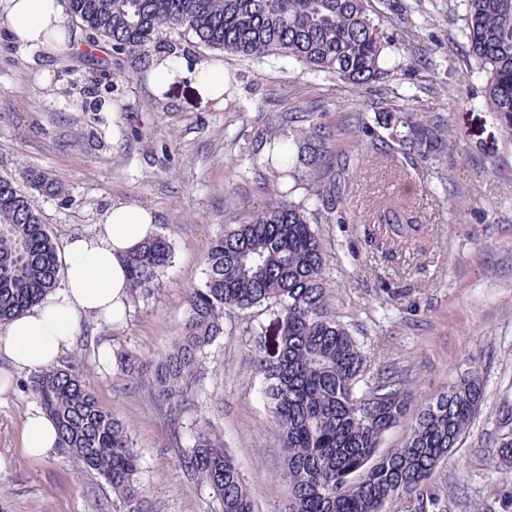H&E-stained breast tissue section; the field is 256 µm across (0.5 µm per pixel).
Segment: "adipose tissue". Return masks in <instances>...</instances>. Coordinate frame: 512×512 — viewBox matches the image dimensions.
I'll return each instance as SVG.
<instances>
[{
    "mask_svg": "<svg viewBox=\"0 0 512 512\" xmlns=\"http://www.w3.org/2000/svg\"><path fill=\"white\" fill-rule=\"evenodd\" d=\"M71 26L62 0H0V27L20 51L53 55L67 50L65 35ZM186 76L204 97L223 102L225 76L219 61L169 55L156 59L150 74L158 93ZM156 221L150 209L115 201L102 212L94 234H76L66 241L60 285L41 303L0 325V357L6 361L0 372V396L11 393L13 372L56 366L72 348L82 321L125 323L130 313L125 259L155 234ZM58 443L51 418L40 407H30L23 422L25 454L44 458L55 454Z\"/></svg>",
    "mask_w": 512,
    "mask_h": 512,
    "instance_id": "1",
    "label": "adipose tissue"
}]
</instances>
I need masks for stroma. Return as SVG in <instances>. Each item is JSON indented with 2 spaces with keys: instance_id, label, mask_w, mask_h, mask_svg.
I'll return each instance as SVG.
<instances>
[{
  "instance_id": "obj_1",
  "label": "stroma",
  "mask_w": 512,
  "mask_h": 512,
  "mask_svg": "<svg viewBox=\"0 0 512 512\" xmlns=\"http://www.w3.org/2000/svg\"><path fill=\"white\" fill-rule=\"evenodd\" d=\"M409 6L411 22L399 23ZM366 7L395 43L390 65L419 54L430 62L392 90L418 96L457 140L427 176L400 157H360L350 168L344 204L354 221L321 227L332 245V309L365 355L359 391L393 371L420 398L469 370L481 372V410L432 482L447 497L448 512H512V469L494 464L500 438H512V138L484 102L487 77L469 57L463 0H367ZM75 41V51L23 53L0 30V176L17 178L34 167L66 184L68 200L39 201L62 242L94 233L115 200L157 215L159 233L176 252L159 293L133 303L122 326L80 324V351L100 406L129 427L143 492L157 512H206L208 492L179 467L161 411L145 387L125 385L103 355L158 353L178 336L186 292L204 278L209 243L274 187L250 165L255 128L315 104L336 124L370 111L377 95L289 58L244 61L185 43L188 56L220 60L235 89L217 104L182 80L160 97L131 60L123 66L133 79L114 80L110 51L90 48L81 31ZM43 69L52 73L46 85L36 80ZM394 201L413 205L420 232L414 245L386 250L369 217ZM388 288L409 290L410 305L383 304ZM205 368L199 409L211 412L255 512H281L282 450L255 370L254 341L239 319L225 320ZM33 404L21 390L0 397V454L11 460L0 472V512H113L112 490L95 472L58 453L40 462L23 454L22 418Z\"/></svg>"
}]
</instances>
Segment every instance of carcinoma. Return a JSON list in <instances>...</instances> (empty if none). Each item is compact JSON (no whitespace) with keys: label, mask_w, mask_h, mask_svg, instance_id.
<instances>
[{"label":"carcinoma","mask_w":512,"mask_h":512,"mask_svg":"<svg viewBox=\"0 0 512 512\" xmlns=\"http://www.w3.org/2000/svg\"><path fill=\"white\" fill-rule=\"evenodd\" d=\"M469 56L486 72L484 94L512 136V0H464ZM91 45L110 47L115 61L137 59L152 67L153 52L176 53L172 36L229 55L260 60L288 57L309 70L356 88L389 86L394 69L384 50L393 40L368 13L365 0H64ZM374 123L359 115L349 131L365 153L392 151L431 164L448 153L454 132L430 116L418 97L386 91L375 102ZM286 137L273 126L251 140L266 148L263 167L286 190L269 195L243 220L226 225L204 256V281L187 291V316L167 350L138 357L116 353L118 377L148 388L175 434L188 480L209 491L210 512H255L224 439L202 413L189 423L209 348L224 335V318L244 313L255 337L257 372L270 404L283 453L288 500L281 512H384L405 498L411 512H448L432 476L479 413L484 381L471 370L448 389L420 403L400 448L378 453L385 433L403 419L413 394L396 381L356 393L364 355L330 307L329 261L320 224H348L343 204L350 158L332 153L323 112H283ZM25 187L0 177V324L23 315L61 278L60 243L48 230L36 195L66 198L48 172L28 170ZM303 191L304 198L292 199ZM375 222L396 245L415 239L420 225L404 204L376 211ZM175 261L162 235L146 240L127 259L131 300L160 290ZM275 315L276 329L253 321ZM82 362L32 374L24 389L56 420L64 456L96 472L112 488L115 512H155L143 494L141 456L127 425L103 409L80 374Z\"/></svg>","instance_id":"1"}]
</instances>
